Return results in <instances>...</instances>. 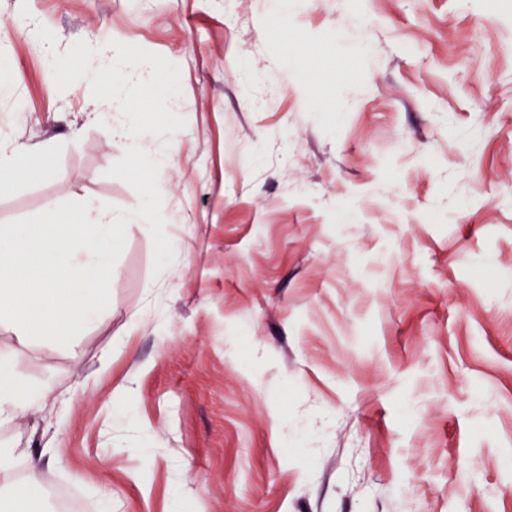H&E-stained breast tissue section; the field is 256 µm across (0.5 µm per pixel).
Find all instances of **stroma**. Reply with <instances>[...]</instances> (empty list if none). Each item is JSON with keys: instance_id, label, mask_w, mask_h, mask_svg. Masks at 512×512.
Returning a JSON list of instances; mask_svg holds the SVG:
<instances>
[{"instance_id": "35a3bbf8", "label": "stroma", "mask_w": 512, "mask_h": 512, "mask_svg": "<svg viewBox=\"0 0 512 512\" xmlns=\"http://www.w3.org/2000/svg\"><path fill=\"white\" fill-rule=\"evenodd\" d=\"M0 0V191L125 210L163 161L174 263L129 223L108 308L63 348L0 325L43 396L0 417V512L40 462L91 512H512V0ZM98 40L150 50L163 122ZM101 71L87 104L67 66ZM317 84L324 109L306 108ZM50 160L47 156L35 160L25 148H17L10 154H0V189L1 191L28 180L36 171L49 172Z\"/></svg>"}]
</instances>
